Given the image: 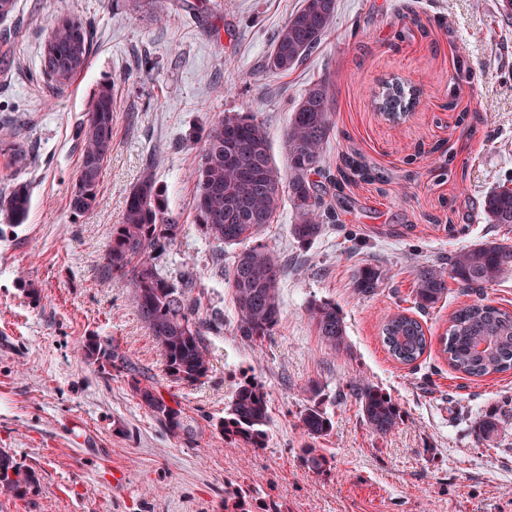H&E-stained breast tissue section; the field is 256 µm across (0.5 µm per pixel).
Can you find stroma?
Listing matches in <instances>:
<instances>
[{
  "label": "stroma",
  "instance_id": "stroma-1",
  "mask_svg": "<svg viewBox=\"0 0 512 512\" xmlns=\"http://www.w3.org/2000/svg\"><path fill=\"white\" fill-rule=\"evenodd\" d=\"M301 0H16L0 19V191L30 187L28 220L0 240V448L35 469L38 484L0 512H222L224 483L247 477L288 512H512V371L470 378L441 351L452 314L484 300L512 311V272L481 290L451 285L418 313L429 346L416 365L390 357L382 325L409 307L415 274L447 268L454 252L496 241L512 246V225L488 223L484 195L512 178V20L498 0H336V21L294 70L268 71L277 32ZM90 23L94 49L67 88L35 79L51 23ZM154 63L151 74L138 68ZM330 83L334 128L322 166L336 181L327 197L336 221L310 247L289 232L281 200L257 241L288 271L281 316L259 346L237 336L228 278L212 247L192 231L195 129L224 114L250 112L274 161L285 167L288 115L314 82ZM396 79L416 99L392 121L376 104ZM117 99L112 157L100 205L73 215L77 131L94 96ZM33 152L16 169L6 149ZM166 192L169 215L187 225L162 257L169 270L192 262L205 307L224 313L206 343L211 379L172 387L156 341L105 269L102 256L126 196L146 164ZM366 265L386 279L368 298L351 283ZM39 288L40 301L27 294ZM313 303L340 312L343 349L330 347L308 317ZM119 341L162 393L176 392L191 417L223 415L235 381L256 377L269 393L272 440L260 452L204 433L186 448L164 436L124 375L101 374L76 348L86 337ZM321 391L309 392L310 383ZM391 394L401 421L374 434L357 388ZM320 403L333 420L322 446L333 459L316 474L297 456V416ZM495 412L505 430L477 440L474 422Z\"/></svg>",
  "mask_w": 512,
  "mask_h": 512
}]
</instances>
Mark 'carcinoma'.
<instances>
[{
	"label": "carcinoma",
	"instance_id": "carcinoma-1",
	"mask_svg": "<svg viewBox=\"0 0 512 512\" xmlns=\"http://www.w3.org/2000/svg\"><path fill=\"white\" fill-rule=\"evenodd\" d=\"M336 16V0H302L278 31L267 56L266 68L286 74L320 45ZM93 51L89 26L79 19L60 17L43 47L40 74L59 89L86 67ZM117 103L112 87L105 85L90 102L78 129L80 163L69 197V209L88 214L99 203L100 178L107 160L102 156L105 141L112 140ZM329 84L310 85L291 110L286 135L288 175L272 159L266 133L249 113L226 115L193 134L202 143L195 169L194 226L215 247L217 260L224 259V246L241 244L273 223L283 183H288V201L294 211L290 233L297 242L309 245L322 236L325 224L336 221V213L325 201V181L331 177L322 167L324 145L333 129ZM318 179L313 180L311 176ZM31 190L16 182L0 193V213L7 228L0 238L24 223L31 210ZM483 211L491 224L512 225V186L502 185L487 192ZM184 225L169 215L164 189L147 165L142 178L129 191L120 223L112 227V238L104 254L107 270L123 288L156 340L167 379L180 386H194L213 372L205 336L223 329L218 316L204 314L202 298L196 293L197 275L189 269L175 274L162 270L160 257L181 236ZM512 270V246L489 241L456 252L450 260V278L442 270L426 266L414 281L417 307L428 310L448 294V280L462 286L483 288ZM286 266L263 244L247 248L234 257L229 270L238 312L236 333L259 345L272 336L281 310L278 288ZM386 274L376 266L361 268L353 290L362 297L376 294ZM308 316L318 336L331 347L346 345L343 318L332 305H315ZM382 341L390 356L403 365L416 363L425 353L428 340L421 323L401 311L382 326ZM448 365L471 378L512 370V313L490 303L477 302L458 309L450 318L448 333L441 337ZM78 351L90 364L109 367L127 378L139 404L167 436L187 448L198 443V420L187 415L175 397L165 398L152 378L113 339L87 337ZM360 412L369 429L381 436L395 430L401 415L392 397L381 388L363 383L357 392ZM207 427L224 441L254 451L270 444L269 394L253 377H242L233 387L224 415H201ZM299 426L308 441L298 449L305 466L322 473L331 461L324 449L315 446L333 428L331 417L313 404L300 411ZM503 427L488 415L475 425L476 436L492 442ZM39 483L38 473L0 449V496L19 498ZM285 512L282 503L240 485L224 486L222 512Z\"/></svg>",
	"mask_w": 512,
	"mask_h": 512
}]
</instances>
